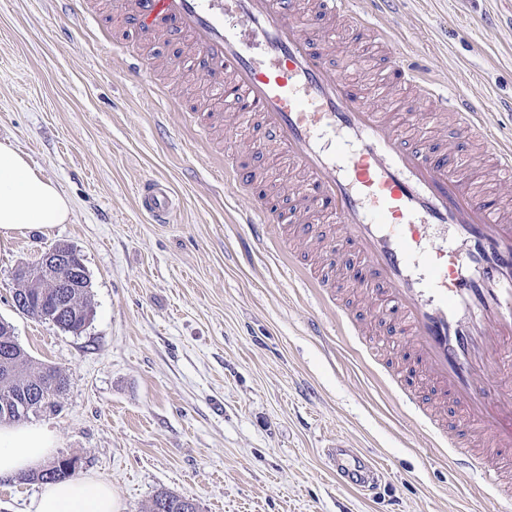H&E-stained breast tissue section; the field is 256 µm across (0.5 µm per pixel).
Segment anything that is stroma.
Masks as SVG:
<instances>
[{
    "instance_id": "1",
    "label": "stroma",
    "mask_w": 512,
    "mask_h": 512,
    "mask_svg": "<svg viewBox=\"0 0 512 512\" xmlns=\"http://www.w3.org/2000/svg\"><path fill=\"white\" fill-rule=\"evenodd\" d=\"M114 0H0V141L11 142L71 202L67 223L0 237V319L35 360L69 378L55 411L29 417L53 430L52 458L76 476L111 482L121 512H146L161 491L199 512H512L448 465L407 411L389 372L408 375L409 343L390 334L387 295L364 290L329 253L286 233L307 221L323 238L329 214L296 212L307 194L258 118L225 112L219 141H200L197 120L214 83L180 39L115 35ZM396 34L406 57L449 90L486 107V126L512 145V0H359ZM159 64L149 71L140 54ZM337 73L379 87L384 55L369 70ZM416 137L455 149L453 164L512 213V183L491 181L481 140L461 141L454 113L421 101ZM239 148L287 222L253 240L239 213L224 146ZM167 181L179 199L170 223H149L136 192ZM81 257L93 315L80 334L17 310L16 269L57 243ZM319 268L339 301L300 279ZM362 317L358 337L340 324ZM320 324L314 335L312 324ZM370 338L382 359L365 351ZM343 441L376 460L378 484L340 482L327 447Z\"/></svg>"
}]
</instances>
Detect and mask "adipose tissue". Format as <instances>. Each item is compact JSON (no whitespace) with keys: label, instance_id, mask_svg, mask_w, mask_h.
Masks as SVG:
<instances>
[{"label":"adipose tissue","instance_id":"ef3b65f1","mask_svg":"<svg viewBox=\"0 0 512 512\" xmlns=\"http://www.w3.org/2000/svg\"><path fill=\"white\" fill-rule=\"evenodd\" d=\"M69 200L37 172L13 145L0 142V234L24 227L50 228L65 223ZM55 445L45 426L0 424V478H12L37 466ZM32 512H120L111 484L81 477L45 485L31 503Z\"/></svg>","mask_w":512,"mask_h":512}]
</instances>
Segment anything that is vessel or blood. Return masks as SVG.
Masks as SVG:
<instances>
[{
    "label": "vessel or blood",
    "mask_w": 512,
    "mask_h": 512,
    "mask_svg": "<svg viewBox=\"0 0 512 512\" xmlns=\"http://www.w3.org/2000/svg\"><path fill=\"white\" fill-rule=\"evenodd\" d=\"M137 17L156 37L168 25L202 52L208 73L243 112L256 114L307 177L308 197L335 216L351 254L378 291L399 307L420 388L392 375L406 407L449 440L454 470L512 499V218L498 199L475 193L467 174L428 142L411 143L398 101L371 102L329 61L324 27L345 21L350 41L372 31L352 0H119L116 22ZM389 75L436 111L455 112L463 138L483 133L479 103L409 64L383 37ZM489 173L512 171V147H488ZM154 224L175 207L169 185L138 187ZM256 238L271 219L266 203L241 216Z\"/></svg>",
    "instance_id": "1"
}]
</instances>
